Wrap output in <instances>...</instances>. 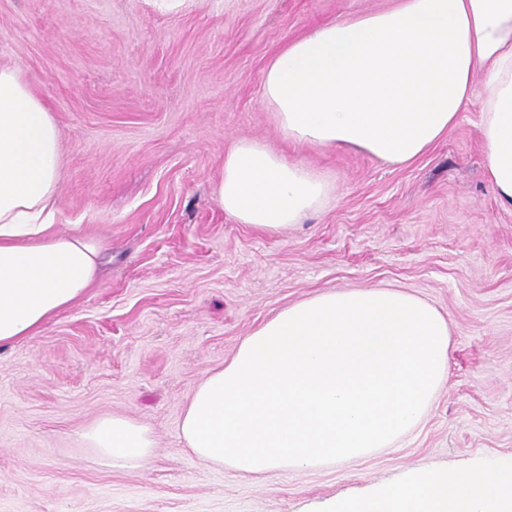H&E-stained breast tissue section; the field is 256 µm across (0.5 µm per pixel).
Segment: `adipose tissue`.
Here are the masks:
<instances>
[{
	"instance_id": "adipose-tissue-1",
	"label": "adipose tissue",
	"mask_w": 512,
	"mask_h": 512,
	"mask_svg": "<svg viewBox=\"0 0 512 512\" xmlns=\"http://www.w3.org/2000/svg\"><path fill=\"white\" fill-rule=\"evenodd\" d=\"M262 100L289 140L410 164L476 109L484 168L512 207V0H396L288 41L266 64ZM58 128L17 73L0 67V347L34 335L98 278L100 241L54 229ZM322 175L255 140L224 156L217 202L274 233L325 207ZM450 327L392 288L329 289L257 326L208 373L179 426L195 457L240 476L354 461L421 422L449 367ZM107 465L141 470L152 430L124 415L80 432ZM330 512H512V467L418 472Z\"/></svg>"
}]
</instances>
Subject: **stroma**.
Returning a JSON list of instances; mask_svg holds the SVG:
<instances>
[{
	"label": "stroma",
	"instance_id": "1",
	"mask_svg": "<svg viewBox=\"0 0 512 512\" xmlns=\"http://www.w3.org/2000/svg\"><path fill=\"white\" fill-rule=\"evenodd\" d=\"M392 0H0V66L60 132L56 229L108 258L83 297L0 348V512H328L423 470L512 462V208L461 113L411 164L296 145L262 101L267 62L326 21ZM325 175L327 206L270 235L217 203L235 140ZM333 288H397L450 325L422 425L370 457L267 479L183 447L193 390L254 328ZM153 431L146 469L106 466L81 429Z\"/></svg>",
	"mask_w": 512,
	"mask_h": 512
}]
</instances>
